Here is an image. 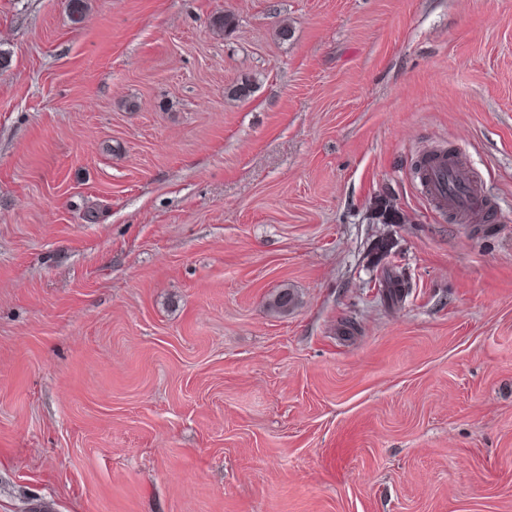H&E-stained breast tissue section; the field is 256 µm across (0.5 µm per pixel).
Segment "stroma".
<instances>
[{"label":"stroma","mask_w":512,"mask_h":512,"mask_svg":"<svg viewBox=\"0 0 512 512\" xmlns=\"http://www.w3.org/2000/svg\"><path fill=\"white\" fill-rule=\"evenodd\" d=\"M86 3L0 0V512H512V0ZM442 169L438 166L428 168L426 177L420 179L425 196L440 210H447L454 217L465 218L471 214L483 213L487 198L481 188L470 176L467 168L461 164L448 162V177L457 179L465 188L464 195L458 197L446 192L442 177Z\"/></svg>","instance_id":"obj_1"}]
</instances>
